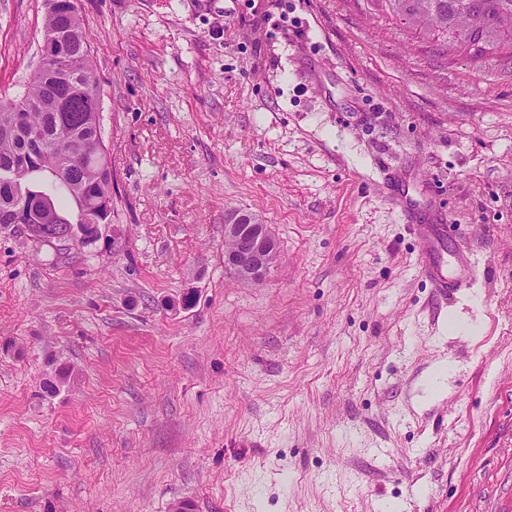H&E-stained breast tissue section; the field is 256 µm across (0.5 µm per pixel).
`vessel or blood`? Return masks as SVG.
I'll list each match as a JSON object with an SVG mask.
<instances>
[{"label":"vessel or blood","mask_w":512,"mask_h":512,"mask_svg":"<svg viewBox=\"0 0 512 512\" xmlns=\"http://www.w3.org/2000/svg\"><path fill=\"white\" fill-rule=\"evenodd\" d=\"M408 229L421 243L420 272L437 294H454L470 288L477 267L469 249H446L447 241L453 237L452 224L412 223Z\"/></svg>","instance_id":"b4317fda"}]
</instances>
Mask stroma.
I'll return each mask as SVG.
<instances>
[{"label":"stroma","instance_id":"1","mask_svg":"<svg viewBox=\"0 0 512 512\" xmlns=\"http://www.w3.org/2000/svg\"><path fill=\"white\" fill-rule=\"evenodd\" d=\"M77 5L113 226L58 262L0 233V512H512V52L369 0ZM44 12L0 0L2 100ZM403 200L458 224L468 292L434 294ZM230 210L276 238L261 281ZM224 238L238 243L236 249L224 251V266L239 279L259 281L269 267L275 250V237L268 224H262L251 214L232 212L224 224ZM236 269V270H235Z\"/></svg>","mask_w":512,"mask_h":512}]
</instances>
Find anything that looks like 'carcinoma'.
<instances>
[{
    "instance_id": "carcinoma-1",
    "label": "carcinoma",
    "mask_w": 512,
    "mask_h": 512,
    "mask_svg": "<svg viewBox=\"0 0 512 512\" xmlns=\"http://www.w3.org/2000/svg\"><path fill=\"white\" fill-rule=\"evenodd\" d=\"M421 42L468 53L473 58L512 50V0H371ZM44 36L68 58L64 71H36L23 94L0 100V172L12 170L21 185L0 181V229L16 223L23 199L27 223L43 225L53 260L70 255L74 224H110L112 212L99 200L112 196L100 112L93 105L102 84L82 30L76 0H45ZM62 191L76 207L68 217L41 182Z\"/></svg>"
}]
</instances>
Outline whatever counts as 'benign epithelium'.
<instances>
[{"label":"benign epithelium","mask_w":512,"mask_h":512,"mask_svg":"<svg viewBox=\"0 0 512 512\" xmlns=\"http://www.w3.org/2000/svg\"><path fill=\"white\" fill-rule=\"evenodd\" d=\"M224 237L238 243L237 248L224 252V266L243 270L255 281L261 280L275 250L270 226L250 214L233 212L224 224Z\"/></svg>","instance_id":"7a95c632"}]
</instances>
